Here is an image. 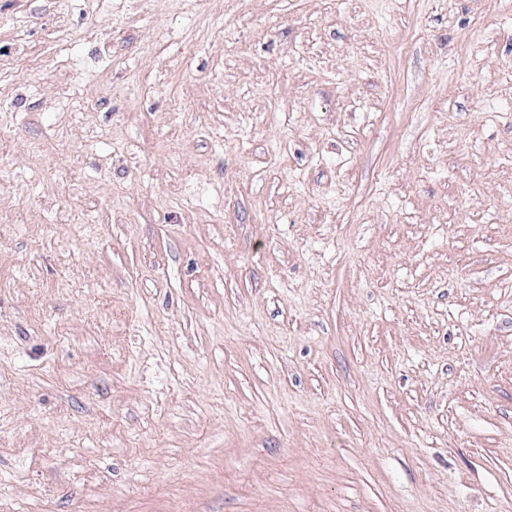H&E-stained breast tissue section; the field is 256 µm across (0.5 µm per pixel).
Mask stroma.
Returning <instances> with one entry per match:
<instances>
[{
	"instance_id": "35a3bbf8",
	"label": "stroma",
	"mask_w": 512,
	"mask_h": 512,
	"mask_svg": "<svg viewBox=\"0 0 512 512\" xmlns=\"http://www.w3.org/2000/svg\"><path fill=\"white\" fill-rule=\"evenodd\" d=\"M0 512H512V0H0Z\"/></svg>"
}]
</instances>
